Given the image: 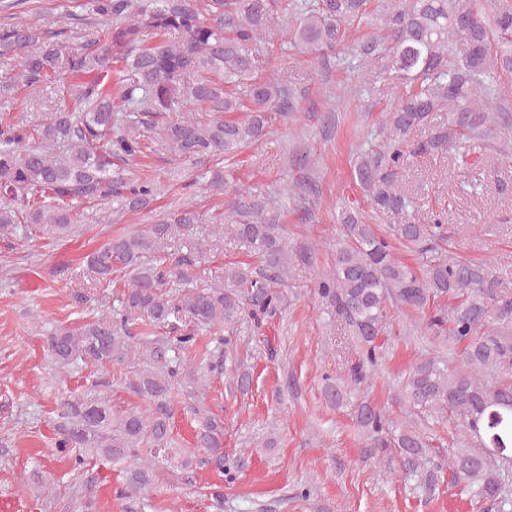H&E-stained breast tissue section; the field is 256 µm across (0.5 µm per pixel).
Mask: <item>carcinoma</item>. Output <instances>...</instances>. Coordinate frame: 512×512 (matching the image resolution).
Wrapping results in <instances>:
<instances>
[{
  "label": "carcinoma",
  "mask_w": 512,
  "mask_h": 512,
  "mask_svg": "<svg viewBox=\"0 0 512 512\" xmlns=\"http://www.w3.org/2000/svg\"><path fill=\"white\" fill-rule=\"evenodd\" d=\"M275 0H86L99 22L95 39L75 46L62 33L28 24L0 25V98L22 85L37 89L63 82L59 105L40 120L15 122L0 115V238L64 242L78 236L81 204L136 213L160 195V182L142 178L130 163L163 150L175 160L235 158L265 135L273 112L292 108L288 88L263 75V44ZM369 0H286L281 32L312 51L335 50L345 26L361 19ZM359 66L380 73L405 94L383 113L381 144L358 156L355 180L370 211L343 207L334 260L316 281L315 293L341 322L354 344L350 385L376 370L379 338L388 307L428 313L425 329L448 354L431 356L408 372L399 401L410 409L454 422L456 447L448 472L470 503L512 504V288L485 262L438 250L445 240L441 219L410 220L384 232L372 223L381 213H407L414 201L404 189L407 158L454 150L467 157L492 147L508 154L495 118L512 110L500 79L512 75V0H393L383 27L352 48ZM126 104L113 110L112 92ZM497 105L499 112L490 111ZM448 123L430 125L434 112ZM417 127L427 129L413 144ZM284 212L261 193L236 190L224 212L210 216L254 258L224 267V283L201 291H165L206 257L195 244L174 256L177 240L193 235L204 215L184 206L160 212L151 223L112 237L83 257L86 277L107 288L125 277L119 307L103 310L46 336L53 364L103 366L138 356L134 393L149 407L121 413L91 388L61 402L58 452L75 454L82 466L101 459L124 476L127 499L153 488L163 462L187 469L199 452L224 470V425L203 407L195 446L179 447L168 402L176 385L196 378L187 360L204 333L234 332L260 323L284 305L281 285L292 269L309 265L316 246L286 242ZM425 259L416 269L397 246ZM233 347L206 359L204 369H224ZM175 357L158 365L165 353ZM342 382L326 379V403L348 397ZM369 448H395L416 488L432 491L428 468L433 444L425 431L392 421L376 405L355 410Z\"/></svg>",
  "instance_id": "carcinoma-1"
}]
</instances>
